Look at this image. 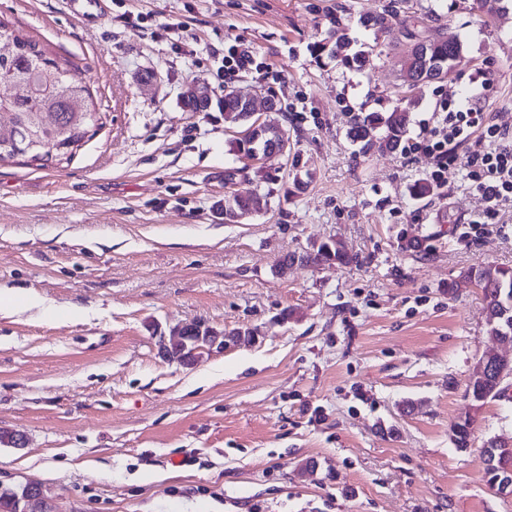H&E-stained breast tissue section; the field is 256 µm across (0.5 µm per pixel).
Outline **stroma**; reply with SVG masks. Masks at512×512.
<instances>
[{
	"instance_id": "1",
	"label": "stroma",
	"mask_w": 512,
	"mask_h": 512,
	"mask_svg": "<svg viewBox=\"0 0 512 512\" xmlns=\"http://www.w3.org/2000/svg\"><path fill=\"white\" fill-rule=\"evenodd\" d=\"M386 2L109 0L93 22L65 0H0V20L78 64L102 114L70 159L0 163V289L40 300L0 314V431L25 439L0 444V489L40 483L53 512H512L482 454L512 440V377L479 411L464 396L479 357L512 358L465 280L512 267V217L462 239L485 203L459 164L447 197L419 196L428 158L348 139L353 115L404 94L410 43L361 23ZM409 3L470 59L414 91L410 134L474 96L512 127V0L491 16L475 0ZM337 20L363 67L315 56ZM234 45L254 66L219 80ZM197 80L216 99L228 84L275 95L261 118L287 129V155L243 165L241 124L185 106ZM231 189L266 208L220 221ZM330 240L350 263L309 262ZM194 323L258 338L164 359L158 334ZM471 411L472 444L455 448Z\"/></svg>"
}]
</instances>
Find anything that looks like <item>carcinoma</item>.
<instances>
[{"label": "carcinoma", "mask_w": 512, "mask_h": 512, "mask_svg": "<svg viewBox=\"0 0 512 512\" xmlns=\"http://www.w3.org/2000/svg\"><path fill=\"white\" fill-rule=\"evenodd\" d=\"M367 25L382 31L394 24L401 27L403 36L415 38L416 50L426 53V58L439 64L444 71L452 68L455 52L460 42L453 35L424 26L422 18L411 13L401 15L399 3L389 0L379 13L365 17ZM0 38L13 42V53L0 56V83L24 86V90L7 98L0 97V161L18 156L43 159L45 147L54 144L59 148L58 159L70 158L81 146L90 129L99 126L97 112L86 86L82 85L80 70L74 63L52 58L39 44L8 25L0 22ZM327 53L344 64L363 66L366 55L350 52V42L341 21L331 28L328 36L314 46V53ZM222 110L232 114L236 122L246 124L249 136L237 140V151L260 160L268 158L265 150V128L251 119L246 101L229 89L221 100ZM408 131V110L395 107L390 112H371L354 118L349 130L353 141L359 143L360 152L372 150L394 152L398 150ZM224 203L248 212L260 213L267 205L266 196L253 192L247 196L234 191L224 193ZM311 260L318 262L339 261L348 263L351 258L334 242L318 246ZM466 279L483 293L489 332L494 334L501 325L504 290L512 292V268L479 264L471 268ZM502 389L493 394L476 383L466 386L465 396L480 409L487 399L500 396ZM474 417L459 419L454 426L462 436L454 440L460 450L470 447ZM0 512H35L26 508L23 492H0Z\"/></svg>", "instance_id": "1"}]
</instances>
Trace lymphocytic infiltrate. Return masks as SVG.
<instances>
[{
    "instance_id": "f902f5d3",
    "label": "lymphocytic infiltrate",
    "mask_w": 512,
    "mask_h": 512,
    "mask_svg": "<svg viewBox=\"0 0 512 512\" xmlns=\"http://www.w3.org/2000/svg\"><path fill=\"white\" fill-rule=\"evenodd\" d=\"M464 146L461 166L472 177L485 204L487 219H495L503 208H512V129L482 112L478 100L451 110H439L423 122L419 133L402 148L404 161L419 156L432 160L429 179L444 187V173L455 146Z\"/></svg>"
}]
</instances>
